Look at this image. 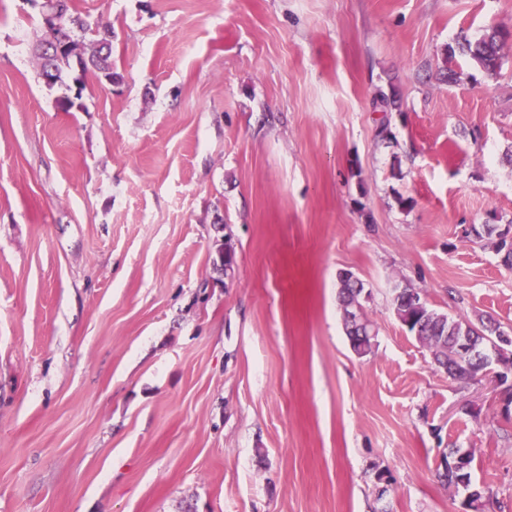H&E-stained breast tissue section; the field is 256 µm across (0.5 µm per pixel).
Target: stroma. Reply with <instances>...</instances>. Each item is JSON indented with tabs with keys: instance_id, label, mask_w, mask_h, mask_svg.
<instances>
[{
	"instance_id": "stroma-1",
	"label": "stroma",
	"mask_w": 512,
	"mask_h": 512,
	"mask_svg": "<svg viewBox=\"0 0 512 512\" xmlns=\"http://www.w3.org/2000/svg\"><path fill=\"white\" fill-rule=\"evenodd\" d=\"M76 6L120 78L67 111L0 0V512H461L452 445L512 512V377L455 382L390 304L512 332V40L455 50L512 0ZM508 36L509 32L501 30H492L474 42L464 36L457 43L458 49L486 70L493 71L499 66L503 39ZM338 280L340 286L337 298L340 309L350 313V305L355 299L356 290H358L357 288H365L364 283L351 280L350 277L347 276L346 270L338 273ZM354 307H355V313H356V320L361 322L360 313L364 307L359 305L358 302L354 304ZM356 320H354L353 318H352V320H348V319L344 318V329H345L346 335L349 338L351 348H353V349L355 348L356 352H359L360 350H362L364 352V354L358 355V356H365L372 351L370 344L372 346H374V344H375L376 331L374 329L368 330V336H365V337L369 341L370 344L367 343L365 347L364 346L360 347L362 340L359 336H362V335L360 332V328L358 327V322ZM352 336H355V338Z\"/></svg>"
}]
</instances>
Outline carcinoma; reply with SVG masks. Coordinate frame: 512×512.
I'll return each mask as SVG.
<instances>
[{
  "label": "carcinoma",
  "instance_id": "1",
  "mask_svg": "<svg viewBox=\"0 0 512 512\" xmlns=\"http://www.w3.org/2000/svg\"><path fill=\"white\" fill-rule=\"evenodd\" d=\"M57 10L66 21V26L57 29L41 22L37 26L36 42L33 53L40 73L50 72L52 81L48 86L66 84V71L72 58H79L81 75L72 79L74 95L64 101L67 110L75 106V101L82 98L85 88V76L92 74L98 81L110 83L118 76L112 63V27L98 23L90 26L78 11L74 0H56ZM509 32L493 30L480 39L471 41L462 37L458 41V49L468 55L480 66L493 71L499 66L500 51L503 39ZM68 42L77 53L58 50L57 44ZM338 303L340 309L348 312L356 296V290L364 287V283L353 281L346 271L338 273ZM414 289L403 286L393 289L391 306L394 314L406 325V330L418 339L432 353L438 367L448 371V377L460 382H469L476 378L483 364L473 357L458 355L456 345L461 336H470L474 341L487 345L489 339L501 330V324L492 317L479 319L475 324L460 320L430 305L423 308L415 306L412 300ZM344 329L351 348L368 354L371 346L361 345V332L358 322L354 319L344 320ZM475 461V450L465 451L463 448H450L442 456L436 470L437 479L454 489L455 493L464 495L462 506L468 512H483L485 491L472 480V469Z\"/></svg>",
  "mask_w": 512,
  "mask_h": 512
}]
</instances>
